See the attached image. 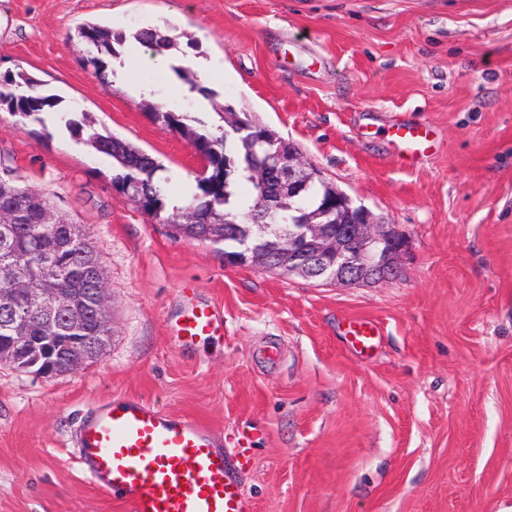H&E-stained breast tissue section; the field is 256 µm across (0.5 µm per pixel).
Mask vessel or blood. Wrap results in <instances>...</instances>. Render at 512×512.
Listing matches in <instances>:
<instances>
[{"label": "vessel or blood", "instance_id": "b4317fda", "mask_svg": "<svg viewBox=\"0 0 512 512\" xmlns=\"http://www.w3.org/2000/svg\"><path fill=\"white\" fill-rule=\"evenodd\" d=\"M389 136L408 159L435 147L431 130L420 124H395ZM219 326L214 310L194 305L176 336L189 343ZM347 334L361 351L373 346L380 330L375 322L356 320ZM77 446L85 476L124 512H254L213 431L194 419L170 418L137 399L104 404L83 423Z\"/></svg>", "mask_w": 512, "mask_h": 512}]
</instances>
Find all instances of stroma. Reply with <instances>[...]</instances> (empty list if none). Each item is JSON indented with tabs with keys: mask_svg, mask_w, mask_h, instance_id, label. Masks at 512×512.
Instances as JSON below:
<instances>
[{
	"mask_svg": "<svg viewBox=\"0 0 512 512\" xmlns=\"http://www.w3.org/2000/svg\"><path fill=\"white\" fill-rule=\"evenodd\" d=\"M95 23L174 48L103 79L73 39ZM192 61L184 80L164 62ZM221 72L201 79L197 61ZM58 96L0 111V176L80 224L112 295L94 361L42 379L0 363V512H122L77 463L91 408L142 399L211 427L254 512H512V0H0V75ZM158 104L194 128L248 113L354 205L406 239L396 275L343 285L229 268L174 236L86 146L72 112L142 149L185 206L199 161ZM430 126L409 162L387 130ZM222 327L188 344L190 305ZM376 322L367 354L349 322ZM278 348L275 359L264 349ZM133 38L139 41L143 46L167 49L175 45L174 39L167 34L162 33L156 28H144L134 34ZM131 40L126 44V51L131 56H138L142 49L141 44Z\"/></svg>",
	"mask_w": 512,
	"mask_h": 512,
	"instance_id": "35a3bbf8",
	"label": "stroma"
}]
</instances>
